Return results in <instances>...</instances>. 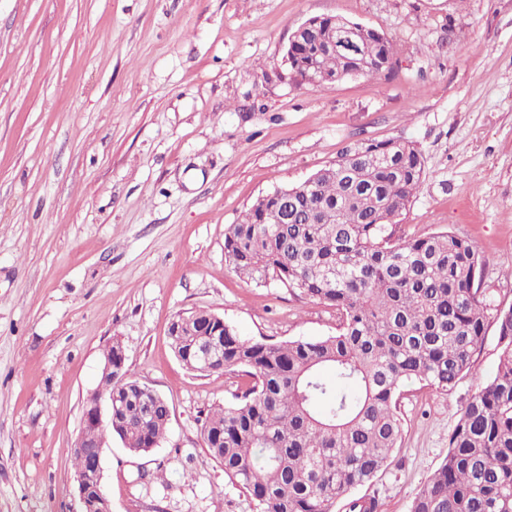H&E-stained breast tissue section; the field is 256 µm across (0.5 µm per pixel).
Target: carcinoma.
I'll list each match as a JSON object with an SVG mask.
<instances>
[{
    "label": "carcinoma",
    "instance_id": "cac0c4a2",
    "mask_svg": "<svg viewBox=\"0 0 512 512\" xmlns=\"http://www.w3.org/2000/svg\"><path fill=\"white\" fill-rule=\"evenodd\" d=\"M328 17H313L288 44L300 84L321 86L392 69L390 42L375 29L357 34V54L331 48ZM412 142H358L314 173L312 185L259 198L224 231V256L238 275L272 277L336 311V334L280 343L244 339L224 323L214 370L251 378L238 401L210 411L201 427L207 452L255 501L258 512H375L350 498L399 448L397 396L408 382L453 389L469 375L495 322L497 370L465 405L448 455L410 512H512V306L494 307L481 288L476 242L451 231L394 239L396 219L425 179ZM195 336L169 345L198 371ZM164 401L147 408L135 382L112 384V432L144 455L165 437ZM106 433L89 437L76 467Z\"/></svg>",
    "mask_w": 512,
    "mask_h": 512
}]
</instances>
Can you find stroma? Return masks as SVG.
<instances>
[{
    "label": "stroma",
    "instance_id": "35a3bbf8",
    "mask_svg": "<svg viewBox=\"0 0 512 512\" xmlns=\"http://www.w3.org/2000/svg\"><path fill=\"white\" fill-rule=\"evenodd\" d=\"M314 16L383 33L392 73L297 84ZM389 139L426 170L397 237L476 241L488 301L512 304V0H0V512H80L71 446L113 341L171 423L146 455L106 442L112 512H256L200 435L247 380L187 370L168 327L208 309L250 340L335 334L329 307L234 273L224 230ZM498 362L491 323L452 390L406 385L400 447L354 496L410 512Z\"/></svg>",
    "mask_w": 512,
    "mask_h": 512
}]
</instances>
